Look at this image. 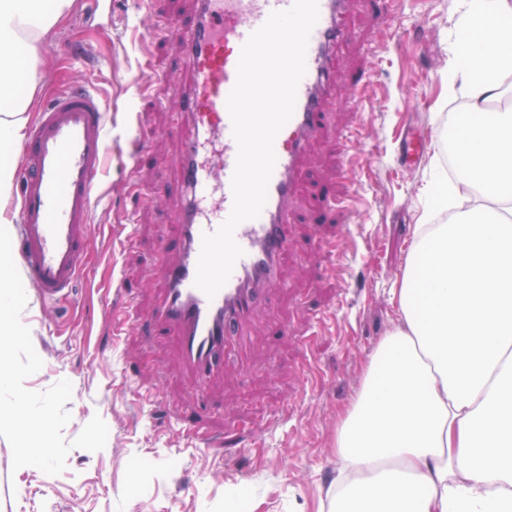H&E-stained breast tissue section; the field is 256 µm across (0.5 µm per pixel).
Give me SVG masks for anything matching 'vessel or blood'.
Masks as SVG:
<instances>
[{
    "instance_id": "obj_1",
    "label": "vessel or blood",
    "mask_w": 512,
    "mask_h": 512,
    "mask_svg": "<svg viewBox=\"0 0 512 512\" xmlns=\"http://www.w3.org/2000/svg\"><path fill=\"white\" fill-rule=\"evenodd\" d=\"M293 0H197L182 48L191 65L186 118L192 128L178 161L185 189L175 262L161 271L155 312L176 329L187 368L198 382L239 356L240 326L271 289L281 287L279 266L288 255L290 205L308 142L326 112L335 81L334 53L347 37V0H318L319 19L306 52L295 109L274 141L276 164L258 218L242 222L235 239L243 250L214 297L195 285L202 236L229 216L237 144L227 98L237 79L243 44L275 11ZM112 155V125L105 100L87 83L70 85L42 107L19 157V204L14 216L24 277L43 304L70 295L85 270L83 254Z\"/></svg>"
}]
</instances>
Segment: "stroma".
Instances as JSON below:
<instances>
[{
    "label": "stroma",
    "instance_id": "stroma-1",
    "mask_svg": "<svg viewBox=\"0 0 512 512\" xmlns=\"http://www.w3.org/2000/svg\"><path fill=\"white\" fill-rule=\"evenodd\" d=\"M193 8L194 0H154L175 29L152 35L132 0H77L46 46L38 101L94 79L115 134L136 136L146 153L135 177L126 155L112 158L75 301L47 308L29 287L21 316L43 361L25 387L69 381L65 440L98 416L107 443L71 449L65 470L49 476L13 469L0 437V512H317L336 481L337 413L397 322L390 290L413 229L440 223L448 209L436 188L457 170L439 136L466 109L465 98L449 99L445 81L464 4L392 0L382 17L351 5L350 38L336 50L335 103L300 172L284 287L246 321L245 360L197 395L172 330L144 319L160 296L158 271L182 205L189 67L177 30ZM359 70L371 78L358 102L351 76ZM411 132L427 146L406 164L399 147ZM129 214L137 237L122 248L117 234ZM118 279L132 293L129 328L116 337L106 305ZM192 410L208 447H187L180 420Z\"/></svg>",
    "mask_w": 512,
    "mask_h": 512
}]
</instances>
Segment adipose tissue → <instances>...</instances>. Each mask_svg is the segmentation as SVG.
Here are the masks:
<instances>
[{
	"label": "adipose tissue",
	"mask_w": 512,
	"mask_h": 512,
	"mask_svg": "<svg viewBox=\"0 0 512 512\" xmlns=\"http://www.w3.org/2000/svg\"><path fill=\"white\" fill-rule=\"evenodd\" d=\"M75 0H0V224L42 84L45 45ZM448 64L468 109L445 224L415 225L392 290L399 323L339 414L335 487L319 512H512V0H469ZM25 91H18V82Z\"/></svg>",
	"instance_id": "ef3b65f1"
}]
</instances>
